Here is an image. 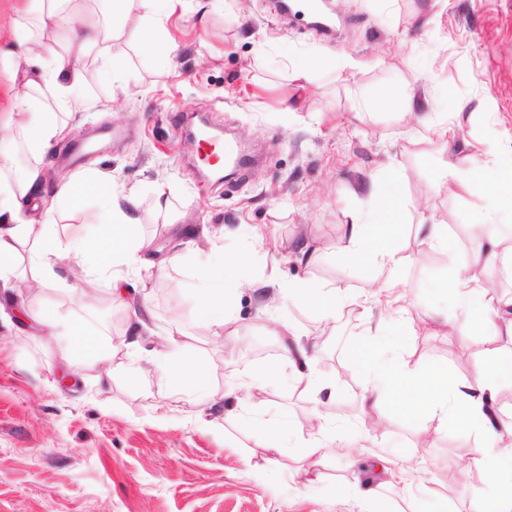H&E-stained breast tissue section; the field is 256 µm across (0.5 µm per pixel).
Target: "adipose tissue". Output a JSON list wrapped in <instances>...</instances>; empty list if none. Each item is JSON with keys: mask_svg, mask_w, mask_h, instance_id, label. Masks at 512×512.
<instances>
[{"mask_svg": "<svg viewBox=\"0 0 512 512\" xmlns=\"http://www.w3.org/2000/svg\"><path fill=\"white\" fill-rule=\"evenodd\" d=\"M179 0H99L96 10L81 7L78 0H25L24 10L41 25L64 29L69 46L66 55L53 54L51 46L34 39L24 27L14 26L9 38L17 44H30L33 51L49 55L50 60L39 71L24 75L21 82L10 86L9 110L0 116V141H19V151H0V281H8L14 273L17 246L27 240L36 225L51 222L52 209L40 205L44 184L43 159L51 144L61 139L65 126L53 113L45 111L34 92L45 87L55 95L57 104L72 109L84 106L82 95L83 65L86 57L100 52L122 31L132 9L142 17L155 19L160 9L171 10ZM23 115L22 125H15V115ZM449 189L476 190L483 182L494 185L481 216L482 223L495 226L494 236L477 241L471 257L450 281L449 296L453 306L466 315L457 323L431 311L422 321L434 331L448 335L467 331L479 337L484 357L476 374L467 380L458 378L447 366L438 364L410 365L383 355L367 356L365 347L355 348V363L367 368L375 380L362 396L365 412L377 409L389 397L399 398L405 414L418 424L438 418H451L462 430H481L490 443L471 463L489 478L494 512H512V466L506 465L494 445L503 429L491 419L488 406L497 385L512 381V352L499 346L502 335L512 337V296L494 297L490 292L493 276L499 266L512 267V252H503L502 240L512 239V222L503 221V213L512 214V164L489 169L479 176L477 169L448 166L440 173ZM90 194L99 198L101 207L92 231L66 240H54L51 247L40 248L34 264L42 278H57L60 261L81 257L86 274L100 268L93 256L101 240H108L112 253V285L120 287L128 274L148 270L142 253L146 241L138 232L135 194L118 193L109 176L88 169L60 178L53 188L55 200L72 202ZM396 227L373 221L371 213L361 214L347 228L339 253L356 264L371 261L382 288H395L400 283L399 271L406 259L394 246ZM270 278L256 281L244 279L233 263L211 261L200 269L196 292L198 321L205 327L226 330L233 327L232 302L239 290L270 285ZM287 299L304 302L325 318L331 317L344 303L346 290L339 285H325L306 277H295L282 284ZM284 355L292 368L293 381L314 395H334L336 381L318 377L313 358L302 345L285 348ZM154 371L161 381L177 391L206 399L211 395L208 369L184 359L179 351L156 352Z\"/></svg>", "mask_w": 512, "mask_h": 512, "instance_id": "ef3b65f1", "label": "adipose tissue"}]
</instances>
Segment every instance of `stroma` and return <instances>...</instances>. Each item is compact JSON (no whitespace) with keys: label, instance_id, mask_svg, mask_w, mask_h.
Instances as JSON below:
<instances>
[{"label":"stroma","instance_id":"obj_1","mask_svg":"<svg viewBox=\"0 0 512 512\" xmlns=\"http://www.w3.org/2000/svg\"><path fill=\"white\" fill-rule=\"evenodd\" d=\"M323 11L330 38L298 2L283 15L272 0H186L162 19L154 53L142 51L135 17L108 43L126 92L87 63L89 105L64 114L67 130L45 159L43 194L78 169L111 174L118 188L136 192L147 257L166 270L144 284L130 278L122 301L108 277L85 285L71 267L32 291L25 283L42 239L19 246L17 271L0 287V512H364L353 493L364 482L378 512H411L417 500L428 512H492L482 473L463 463L483 452L478 433L434 419L432 444L422 446L417 424L391 400L374 412L380 427L360 438L366 379L350 352L393 324L373 295L370 264H346L337 249L372 196L397 195L400 216L422 210L448 227L445 249L422 244L410 226L397 240L410 258L401 271L410 309L445 308L448 276L471 252L487 192L452 191L435 178L448 162L512 161V0H326ZM344 55L358 67L338 68ZM302 58L313 63L304 79L293 70ZM417 73L427 78L416 92L431 101V115L463 102L449 120L455 139L442 141L416 116L380 103L385 90ZM178 113L206 115L260 151L262 165L242 183L217 184L177 129ZM159 180L171 188L163 217L152 194ZM98 205L93 197L54 203L52 237L86 225ZM245 228L262 236L254 250L266 274L342 285L350 292L344 306L325 320L280 300L264 314L258 291L245 288L234 301L233 335L202 326L190 289L197 266L218 239L229 260L246 264L235 237ZM305 243L314 260L299 267L288 254ZM174 254L178 263L168 265ZM144 297L150 312L135 351L127 304ZM43 313L83 328L109 362L88 355L72 372L57 334L39 321ZM276 321L303 345H317L318 375L337 381L332 398L316 403L290 381L285 339L267 332ZM160 343L205 361L211 401L159 381L150 350ZM411 350L462 379L482 357L476 337L462 333L421 330ZM272 365L280 368L277 386L225 397V387ZM316 409L336 441L312 482L301 470L305 421ZM257 415L287 419L293 447L258 445L248 423Z\"/></svg>","mask_w":512,"mask_h":512}]
</instances>
